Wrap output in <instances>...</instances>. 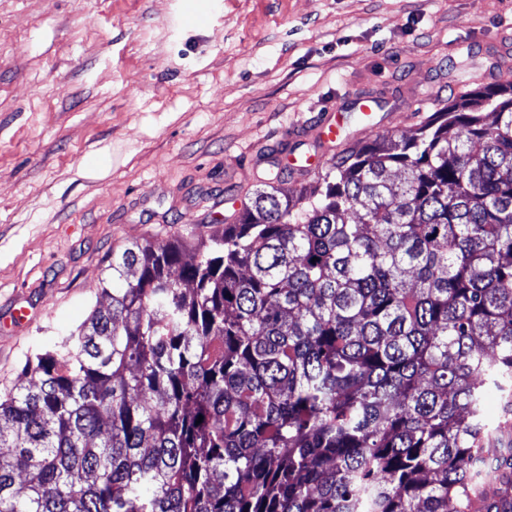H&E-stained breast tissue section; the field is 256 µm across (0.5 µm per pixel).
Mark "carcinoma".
Returning a JSON list of instances; mask_svg holds the SVG:
<instances>
[{"label": "carcinoma", "mask_w": 512, "mask_h": 512, "mask_svg": "<svg viewBox=\"0 0 512 512\" xmlns=\"http://www.w3.org/2000/svg\"><path fill=\"white\" fill-rule=\"evenodd\" d=\"M110 269L0 400V512H512V81Z\"/></svg>", "instance_id": "cac0c4a2"}]
</instances>
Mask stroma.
Wrapping results in <instances>:
<instances>
[{"label":"stroma","mask_w":512,"mask_h":512,"mask_svg":"<svg viewBox=\"0 0 512 512\" xmlns=\"http://www.w3.org/2000/svg\"><path fill=\"white\" fill-rule=\"evenodd\" d=\"M495 78L512 0H0V320L31 312L0 330V397L100 305L114 251L213 233L277 147L324 173Z\"/></svg>","instance_id":"obj_1"}]
</instances>
